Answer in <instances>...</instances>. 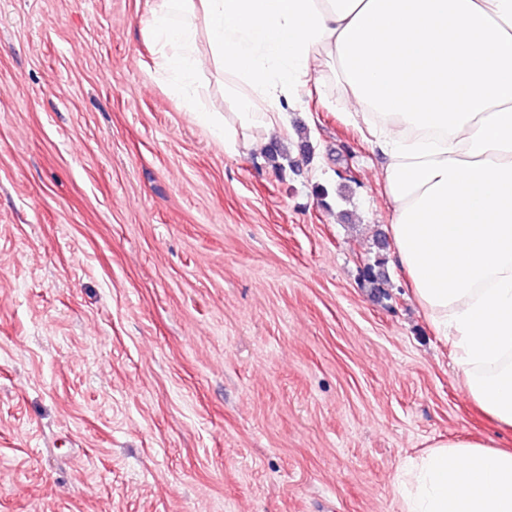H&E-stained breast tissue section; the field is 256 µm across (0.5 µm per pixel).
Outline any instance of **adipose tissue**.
I'll use <instances>...</instances> for the list:
<instances>
[{
	"label": "adipose tissue",
	"mask_w": 512,
	"mask_h": 512,
	"mask_svg": "<svg viewBox=\"0 0 512 512\" xmlns=\"http://www.w3.org/2000/svg\"><path fill=\"white\" fill-rule=\"evenodd\" d=\"M143 35L229 153L284 133L327 64L326 106L384 158L397 265L469 397L512 431V0H155ZM207 66L228 113L205 101ZM398 480L403 512H512L502 441H438Z\"/></svg>",
	"instance_id": "ef3b65f1"
}]
</instances>
